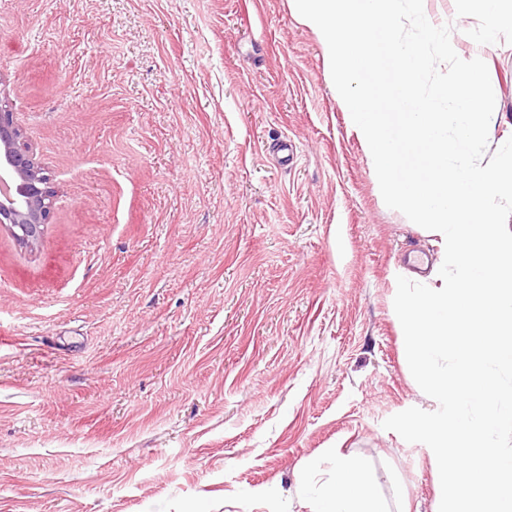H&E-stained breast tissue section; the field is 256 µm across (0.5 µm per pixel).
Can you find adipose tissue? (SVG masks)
<instances>
[{
	"label": "adipose tissue",
	"mask_w": 512,
	"mask_h": 512,
	"mask_svg": "<svg viewBox=\"0 0 512 512\" xmlns=\"http://www.w3.org/2000/svg\"><path fill=\"white\" fill-rule=\"evenodd\" d=\"M330 463V478L311 512H391L359 459L337 452Z\"/></svg>",
	"instance_id": "1"
}]
</instances>
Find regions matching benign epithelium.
<instances>
[{"label":"benign epithelium","instance_id":"obj_1","mask_svg":"<svg viewBox=\"0 0 512 512\" xmlns=\"http://www.w3.org/2000/svg\"><path fill=\"white\" fill-rule=\"evenodd\" d=\"M54 200L51 176L24 141L16 113L0 99V225L32 247L49 223Z\"/></svg>","mask_w":512,"mask_h":512}]
</instances>
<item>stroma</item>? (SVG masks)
<instances>
[{
    "instance_id": "35a3bbf8",
    "label": "stroma",
    "mask_w": 512,
    "mask_h": 512,
    "mask_svg": "<svg viewBox=\"0 0 512 512\" xmlns=\"http://www.w3.org/2000/svg\"><path fill=\"white\" fill-rule=\"evenodd\" d=\"M423 2L512 122V27ZM0 96L57 191L34 249L0 227V512H309L334 448L436 512L383 422L437 407L393 307L437 249L291 0H0Z\"/></svg>"
}]
</instances>
